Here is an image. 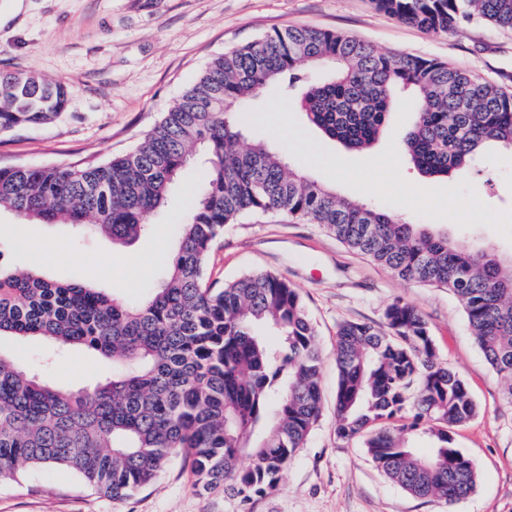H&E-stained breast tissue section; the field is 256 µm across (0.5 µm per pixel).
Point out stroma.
<instances>
[{"label":"stroma","instance_id":"35a3bbf8","mask_svg":"<svg viewBox=\"0 0 512 512\" xmlns=\"http://www.w3.org/2000/svg\"><path fill=\"white\" fill-rule=\"evenodd\" d=\"M302 26L343 33L392 55L436 59L512 93V30L471 24L435 36L400 23L373 0H0V70L63 81L72 91L55 122L0 135V165L110 161L137 145L213 57ZM262 108L260 122L245 127L244 143L268 141L342 196L512 252V151L487 150L454 179L427 181L402 154L410 111L393 113L383 137L359 154L323 139L301 113L281 111L274 96ZM198 183L199 167L189 165L166 205L150 216V233L130 246L68 224L27 223L1 213L0 263L17 274L39 270L56 281H86L136 299L141 286L163 279L173 226ZM411 186L423 188L428 204L408 195ZM475 200L483 209H471ZM258 271L278 273L298 289L323 354L322 414L277 490L245 504L206 492L178 457L150 486L112 499L73 471L48 465L1 481L0 512H512V404L447 289L401 280L326 229L276 213H252L227 225L207 280L220 286ZM399 299L423 312L439 360L461 375L477 405L476 416L455 429L458 448L477 469V486L451 507L390 481L367 456L362 438L336 436V328L347 320L384 325L386 308ZM11 350L62 387H90L111 372L87 350L58 354L42 341Z\"/></svg>","mask_w":512,"mask_h":512}]
</instances>
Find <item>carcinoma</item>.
Listing matches in <instances>:
<instances>
[{"mask_svg": "<svg viewBox=\"0 0 512 512\" xmlns=\"http://www.w3.org/2000/svg\"><path fill=\"white\" fill-rule=\"evenodd\" d=\"M432 34L488 22L512 29V0H374ZM328 67L325 78L299 65ZM272 91L322 135L369 148L412 96L403 152L427 179H451L490 146L512 150V94L436 59L391 56L362 40L312 27L275 30L215 57L129 153L98 165L0 167V211L24 221L84 226L130 244L149 230L197 148L205 163L176 225L165 279L130 301L81 281L17 275L0 262V339L87 348L112 364L91 388L42 383L0 348V481L64 466L123 498L182 455L206 492L248 501L276 490L320 416L322 354L297 288L254 272L206 284L224 228L251 212L318 224L396 277L446 288L512 403V255L476 249L429 224L336 194L271 144L240 146ZM62 82L0 72V134L57 119ZM336 436L364 438L374 465L409 494L448 503L477 485L453 428L476 415L465 382L438 361L421 311L398 300L385 327L344 321L336 331ZM426 437L432 445L418 446ZM247 456L251 464L240 466Z\"/></svg>", "mask_w": 512, "mask_h": 512, "instance_id": "1", "label": "carcinoma"}]
</instances>
